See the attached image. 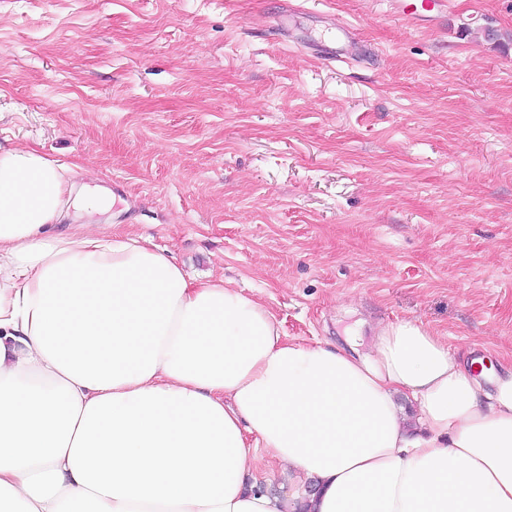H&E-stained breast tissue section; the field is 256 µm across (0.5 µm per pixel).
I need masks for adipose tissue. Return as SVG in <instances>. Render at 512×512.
I'll use <instances>...</instances> for the list:
<instances>
[{"instance_id": "adipose-tissue-1", "label": "adipose tissue", "mask_w": 512, "mask_h": 512, "mask_svg": "<svg viewBox=\"0 0 512 512\" xmlns=\"http://www.w3.org/2000/svg\"><path fill=\"white\" fill-rule=\"evenodd\" d=\"M0 150V502L20 512H512V367L421 323L285 339L224 279L70 223L100 185ZM417 410L409 418L401 405ZM297 492L254 481L261 455Z\"/></svg>"}]
</instances>
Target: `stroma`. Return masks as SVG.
Listing matches in <instances>:
<instances>
[{"label": "stroma", "mask_w": 512, "mask_h": 512, "mask_svg": "<svg viewBox=\"0 0 512 512\" xmlns=\"http://www.w3.org/2000/svg\"><path fill=\"white\" fill-rule=\"evenodd\" d=\"M447 2L0 0V146L80 163L113 199L82 222L224 276L289 338L413 320L511 361L512 0Z\"/></svg>", "instance_id": "1"}]
</instances>
